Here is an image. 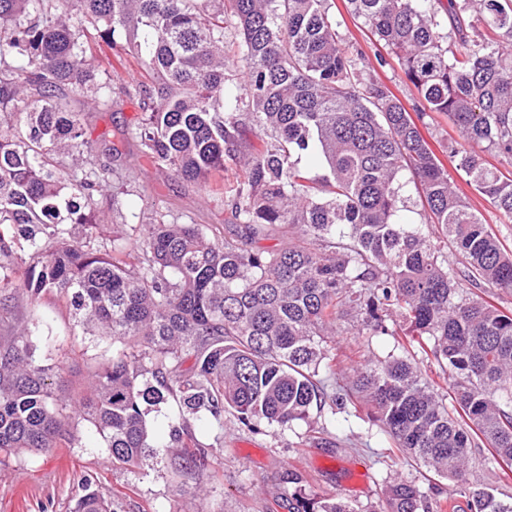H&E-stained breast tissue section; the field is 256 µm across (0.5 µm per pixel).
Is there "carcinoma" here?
<instances>
[{
  "mask_svg": "<svg viewBox=\"0 0 512 512\" xmlns=\"http://www.w3.org/2000/svg\"><path fill=\"white\" fill-rule=\"evenodd\" d=\"M348 4L377 63L395 60L416 90L413 110L364 77L369 58L344 45L329 0H0V288L33 302L56 292L122 345L89 368L85 393L66 396L56 393L64 365L44 363L27 328L0 336V464L56 447L78 418L112 466L151 469L170 444L191 478L215 452L192 436L199 417L290 427L313 407L361 400L388 437L382 457L419 461L431 488L394 478L362 506L289 469L288 512H445L439 479L456 484L466 512H512L470 480L480 442L496 482L512 479V310L476 293H512V254L422 132L429 113L447 115L468 143L450 151L455 172L512 218V176L483 157L512 161V0ZM452 36L461 50L448 48ZM104 46L128 53L136 76L112 77ZM73 96L95 108L136 101L119 138L218 195L240 231L217 241L154 204L131 232H112L108 251L71 238L69 226L92 229L118 204ZM246 119L262 136L256 153L240 147ZM317 153L320 170L301 166ZM227 162L243 175L216 181ZM402 174L426 230L397 220ZM278 224L300 232L279 249L249 247ZM338 321L367 338L400 336L404 355L327 389L323 335ZM424 362L437 381L421 376ZM170 397L181 423L166 444L147 415ZM71 512L114 509L85 483Z\"/></svg>",
  "mask_w": 512,
  "mask_h": 512,
  "instance_id": "obj_1",
  "label": "carcinoma"
}]
</instances>
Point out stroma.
<instances>
[{
  "instance_id": "obj_1",
  "label": "stroma",
  "mask_w": 512,
  "mask_h": 512,
  "mask_svg": "<svg viewBox=\"0 0 512 512\" xmlns=\"http://www.w3.org/2000/svg\"><path fill=\"white\" fill-rule=\"evenodd\" d=\"M137 113L136 102L118 99L112 108L93 112L87 136L101 140L103 134L133 123ZM99 158L110 165L113 178L127 180L129 188L112 224L99 229L104 244H111L113 226L133 223L155 202L168 206L182 221L206 225L212 236L234 232L220 200L157 169L135 142L115 141L113 150L101 151ZM7 304L0 312V332L28 327L38 355L65 361L67 393H80L88 366L112 355L111 342L80 325L70 304L59 296H44L33 305L13 296ZM327 348L336 356L340 378L352 375L364 359L382 361L396 351L391 337L365 339L344 324L328 337ZM367 412L364 406L336 413L314 410L293 427L265 425L256 433L238 428L229 415L220 428L204 420L193 422L198 442L216 453L211 468L189 481L169 459L139 474L112 467L104 441L86 422L76 420L71 425L76 441L0 465V512H70L72 498L85 481L114 499L116 512H285L281 502L290 488L280 476L289 468L300 471L315 491L374 503L382 496L386 478L419 481L425 469L406 457L379 463L386 436L368 421Z\"/></svg>"
}]
</instances>
